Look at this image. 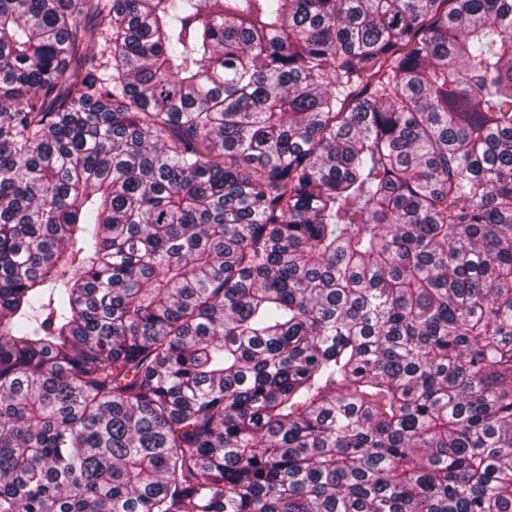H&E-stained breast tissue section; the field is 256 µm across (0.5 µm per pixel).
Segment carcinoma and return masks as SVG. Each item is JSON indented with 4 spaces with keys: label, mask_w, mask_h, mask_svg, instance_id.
I'll list each match as a JSON object with an SVG mask.
<instances>
[{
    "label": "carcinoma",
    "mask_w": 512,
    "mask_h": 512,
    "mask_svg": "<svg viewBox=\"0 0 512 512\" xmlns=\"http://www.w3.org/2000/svg\"><path fill=\"white\" fill-rule=\"evenodd\" d=\"M0 512H512V0H0Z\"/></svg>",
    "instance_id": "obj_1"
}]
</instances>
